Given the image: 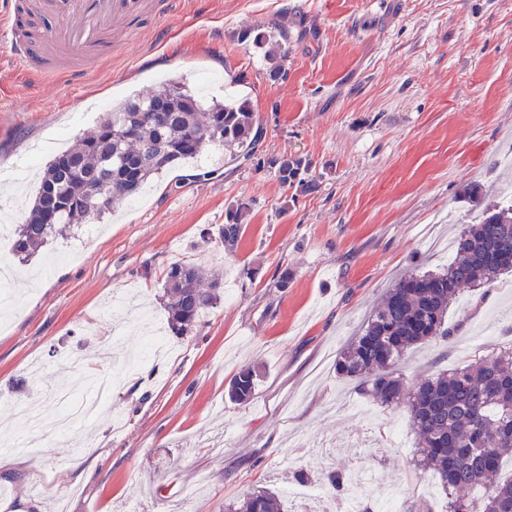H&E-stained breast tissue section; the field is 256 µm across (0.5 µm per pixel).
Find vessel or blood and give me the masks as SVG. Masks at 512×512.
Instances as JSON below:
<instances>
[{
	"label": "vessel or blood",
	"instance_id": "1",
	"mask_svg": "<svg viewBox=\"0 0 512 512\" xmlns=\"http://www.w3.org/2000/svg\"><path fill=\"white\" fill-rule=\"evenodd\" d=\"M158 0H0V32L8 56L31 84L57 76L80 79L99 63L100 48L137 17L159 11ZM53 19L49 32L29 26L31 16Z\"/></svg>",
	"mask_w": 512,
	"mask_h": 512
}]
</instances>
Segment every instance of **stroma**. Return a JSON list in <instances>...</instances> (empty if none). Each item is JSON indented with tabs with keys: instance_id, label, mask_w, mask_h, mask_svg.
<instances>
[{
	"instance_id": "1",
	"label": "stroma",
	"mask_w": 512,
	"mask_h": 512,
	"mask_svg": "<svg viewBox=\"0 0 512 512\" xmlns=\"http://www.w3.org/2000/svg\"><path fill=\"white\" fill-rule=\"evenodd\" d=\"M258 25L291 31L285 78L238 41ZM171 77L206 101L250 98L264 130L256 156L308 159L318 188L281 211L290 190L272 171L213 147L29 260L0 247L13 298L0 314V435L12 438L0 459L22 460L0 468V512H171L201 474L192 512H224L298 470L358 459L400 512L423 500L442 512L412 432L357 457L361 413L383 429L407 413L361 399L335 360L398 276L445 263L434 243L479 221L475 191L512 198V0H178L161 20L142 16L80 83L0 72V226L28 215L47 158L24 178L15 170L35 145L63 149L106 106ZM238 199L251 214L230 251L216 231ZM181 259L219 274L224 296L200 327L169 337L166 357L124 374L145 328L125 323L113 347L112 296L126 291L167 330L162 283ZM448 322L453 336L410 352L406 383L512 346V276L464 289ZM249 363L262 370L256 395L231 403L229 383ZM97 377L117 380L108 403L59 436L57 391L90 392ZM20 404L37 409L52 456L27 447L8 413ZM316 438L326 452L309 449Z\"/></svg>"
}]
</instances>
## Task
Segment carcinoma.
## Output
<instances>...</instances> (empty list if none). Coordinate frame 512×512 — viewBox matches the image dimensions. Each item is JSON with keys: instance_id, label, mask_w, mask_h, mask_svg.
<instances>
[{"instance_id": "obj_1", "label": "carcinoma", "mask_w": 512, "mask_h": 512, "mask_svg": "<svg viewBox=\"0 0 512 512\" xmlns=\"http://www.w3.org/2000/svg\"><path fill=\"white\" fill-rule=\"evenodd\" d=\"M238 40L262 50L270 63L269 76H280V48L288 41V27L273 33L256 26L240 32ZM259 133L248 98L205 107L178 79L129 96L113 107L93 135L47 163L29 216L13 229L12 251L28 258L61 232L59 225L100 217L147 181L198 158L209 146L234 147V156L249 158ZM257 166L270 169L298 194L317 188L308 177L311 163L301 156H272ZM51 195L58 204L50 220L46 208ZM250 211L243 200L227 207L224 225L218 228L225 247L238 244ZM510 255L512 203L466 225L439 271L414 270L401 276L336 358V373L354 383L361 397L406 408L418 438V462L439 480L448 512H512V478L501 477L503 461L512 459V349H490L464 367L411 388L400 369L414 347L454 332L446 315L462 289L490 286L512 272ZM163 288L169 327L177 336L196 327L201 314L224 294L223 281L188 260L169 265ZM259 378L258 368H241L230 381L229 400L250 402ZM319 486L334 496L357 491L345 472L326 474ZM224 512H282V502L277 492L260 487L224 505Z\"/></svg>"}]
</instances>
